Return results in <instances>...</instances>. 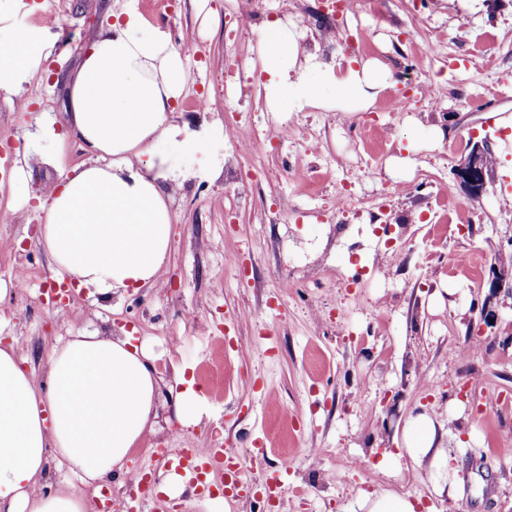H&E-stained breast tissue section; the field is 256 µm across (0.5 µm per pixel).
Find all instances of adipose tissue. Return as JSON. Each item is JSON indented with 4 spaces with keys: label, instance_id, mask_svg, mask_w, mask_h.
Masks as SVG:
<instances>
[{
    "label": "adipose tissue",
    "instance_id": "1",
    "mask_svg": "<svg viewBox=\"0 0 512 512\" xmlns=\"http://www.w3.org/2000/svg\"><path fill=\"white\" fill-rule=\"evenodd\" d=\"M23 0H0V93L13 94L39 75L54 46L44 27L17 30ZM270 111L326 107L368 110L391 85L378 61L335 67L317 60L284 21L265 23L257 48ZM190 74L168 37L139 12L115 15L83 54L69 88V123L92 153L90 164L48 186L39 208V244L55 272L112 293L155 282L170 247L173 224L161 139H176L174 105ZM16 346L0 347V512H87L84 498L44 492L50 457L93 484L125 473L132 448L152 427L156 396L153 355L131 335L102 339L76 334L53 347L42 382L24 370ZM174 412L183 426L207 418V401L177 371ZM435 415L410 416L403 450L428 464L434 491L448 493L451 458ZM419 499L384 489L362 492L346 512H421Z\"/></svg>",
    "mask_w": 512,
    "mask_h": 512
}]
</instances>
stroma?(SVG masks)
<instances>
[{
	"instance_id": "35a3bbf8",
	"label": "stroma",
	"mask_w": 512,
	"mask_h": 512,
	"mask_svg": "<svg viewBox=\"0 0 512 512\" xmlns=\"http://www.w3.org/2000/svg\"><path fill=\"white\" fill-rule=\"evenodd\" d=\"M27 2L35 12L20 25L47 27L55 47L47 75L0 93V141L11 144L0 156V211L10 216L0 222V341L16 342L38 379L52 348L77 332L148 340L156 417L130 470H171L154 448L206 458L257 430L264 452L244 459L252 477L292 458L280 494L159 493V512H345L379 487L435 505L427 467L401 449L406 419L424 409L450 417L452 512H512V298L489 288L494 255L512 237V0H385L379 15L372 0H350L356 59L386 64L394 93L409 99L397 119L384 97L364 112H268L256 81L264 22L288 21L318 57L347 60L321 0H258L247 23L237 0ZM127 9L168 33L192 76L176 118L193 148L153 146L179 174L170 251L155 286L117 293L106 309L84 288L56 309L38 204L48 183L91 160L70 134L69 83L101 26ZM415 30L422 41L412 46ZM237 62L252 80L245 93L224 79ZM486 100L494 111L482 110ZM231 111L252 126L251 147L226 134ZM472 138L488 139L495 158L477 200L455 175ZM344 182L377 195L381 210L331 213ZM231 252L243 256L238 267L225 262ZM461 252L483 261L457 270ZM485 304L499 316L486 326ZM475 330L480 351L464 356ZM178 367L210 407L189 429L174 414ZM64 487L91 505L128 495L117 480L87 485L50 460L47 490Z\"/></svg>"
}]
</instances>
